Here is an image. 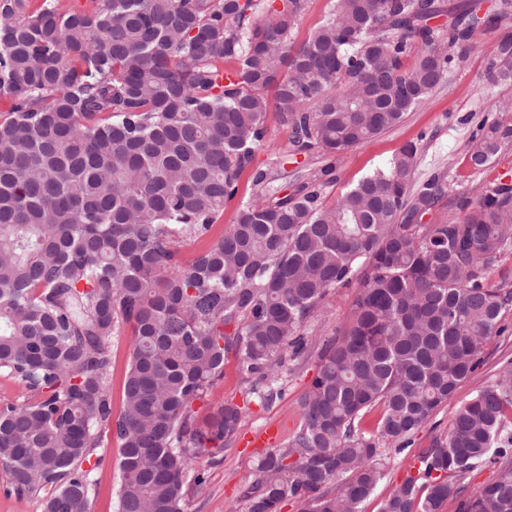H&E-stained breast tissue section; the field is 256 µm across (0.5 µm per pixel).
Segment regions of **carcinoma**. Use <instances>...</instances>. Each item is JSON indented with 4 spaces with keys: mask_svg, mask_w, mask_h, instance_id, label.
I'll use <instances>...</instances> for the list:
<instances>
[{
    "mask_svg": "<svg viewBox=\"0 0 512 512\" xmlns=\"http://www.w3.org/2000/svg\"><path fill=\"white\" fill-rule=\"evenodd\" d=\"M0 0V372L33 393L0 406V465L17 498L42 512H88L98 430L119 443L117 512H185L241 411L195 403L235 351L263 404L308 350L305 323L358 280L344 324L319 355L301 420L269 448L244 492L246 512H362L384 470L504 332L512 291L487 269L512 249V184L424 221L447 204L445 173L417 180L404 145L332 206L309 173L274 186L288 159L338 154L399 125L462 60L494 13L441 0H334L301 45L303 0ZM265 17L257 19L258 11ZM414 58L407 65L408 58ZM232 61L234 77L224 63ZM490 88L512 82V33L489 60ZM289 151L253 172L236 223L184 265L182 242L208 234L266 142L269 108ZM512 134L483 121L469 151L485 167ZM129 325L122 409L112 417L110 336ZM233 327V334L224 328ZM375 430L362 427L375 407ZM382 512H440L488 463L494 481L460 512H512V369L456 408Z\"/></svg>",
    "mask_w": 512,
    "mask_h": 512,
    "instance_id": "carcinoma-1",
    "label": "carcinoma"
}]
</instances>
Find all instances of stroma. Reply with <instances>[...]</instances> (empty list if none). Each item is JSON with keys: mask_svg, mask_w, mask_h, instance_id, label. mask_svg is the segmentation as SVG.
I'll return each mask as SVG.
<instances>
[{"mask_svg": "<svg viewBox=\"0 0 512 512\" xmlns=\"http://www.w3.org/2000/svg\"><path fill=\"white\" fill-rule=\"evenodd\" d=\"M499 38L498 32L477 30L466 51L465 60L455 67L418 108L408 112L395 128L379 134L367 144L338 155L315 153L281 168L277 185L283 192H293L298 172L324 171L323 201L331 205L359 180L383 166L406 143L419 149L418 177H425L440 168L447 174L448 205L443 216L457 218L463 202L476 198L482 188L504 174L512 175V137L508 138L498 156L486 168L473 169L468 162L471 138L486 116L483 79L486 64ZM256 188L252 173L244 171L238 181L235 201L224 207V213L209 234L182 244V263H189L209 247L236 221L237 202L254 196ZM357 290L340 288L330 294L307 322L309 354L287 376L281 398L272 404H259L250 392V384L242 377L235 356L224 362V377L203 401L197 402L199 414L208 413L220 403L233 404L242 411L235 438L217 458H201L196 469L204 472L205 484L191 489L185 512H244L243 492L256 478V465L261 449L249 447L250 438L262 429L274 431L273 447H283L299 424L301 404L319 366V353L325 340L342 325ZM502 335L490 337L483 346L482 362L462 382L453 398L442 405L413 436V444L404 451L384 449L382 461L386 473L383 481L363 505L364 512H381L385 498L392 489L417 472V457L436 435L447 432L450 418L457 406L468 401L481 387L495 383L507 363H512V307L506 309ZM132 332L123 328L112 336V411L120 413L122 386L131 353ZM97 453L100 464L95 473L96 484L90 494V512H116L119 484V445L110 431H103L102 446Z\"/></svg>", "mask_w": 512, "mask_h": 512, "instance_id": "obj_1", "label": "stroma"}]
</instances>
